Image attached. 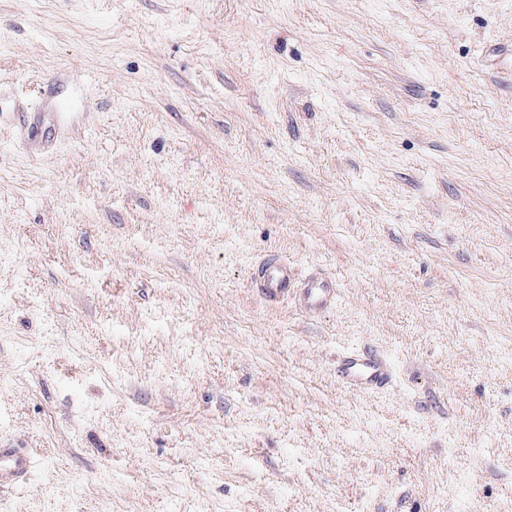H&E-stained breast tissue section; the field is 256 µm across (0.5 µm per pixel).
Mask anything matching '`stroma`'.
Masks as SVG:
<instances>
[{
    "label": "stroma",
    "mask_w": 512,
    "mask_h": 512,
    "mask_svg": "<svg viewBox=\"0 0 512 512\" xmlns=\"http://www.w3.org/2000/svg\"><path fill=\"white\" fill-rule=\"evenodd\" d=\"M489 41L512 0H0V445L33 457L0 512L512 505ZM270 253L335 307L253 292ZM359 346L379 395L336 382ZM336 381L363 394L383 392L392 383L390 360L375 349L357 347L344 351L336 361Z\"/></svg>",
    "instance_id": "1"
}]
</instances>
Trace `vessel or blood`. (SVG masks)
<instances>
[{
  "label": "vessel or blood",
  "mask_w": 512,
  "mask_h": 512,
  "mask_svg": "<svg viewBox=\"0 0 512 512\" xmlns=\"http://www.w3.org/2000/svg\"><path fill=\"white\" fill-rule=\"evenodd\" d=\"M250 286L265 301L293 300L308 312H322L338 298L340 285L319 270L299 276L296 266L280 255L257 262L250 274ZM336 380L343 387L363 394L383 392L392 383L393 367L379 351L357 347L344 351L336 362ZM31 456L19 448L0 447V488L22 485L31 471Z\"/></svg>",
  "instance_id": "vessel-or-blood-1"
}]
</instances>
